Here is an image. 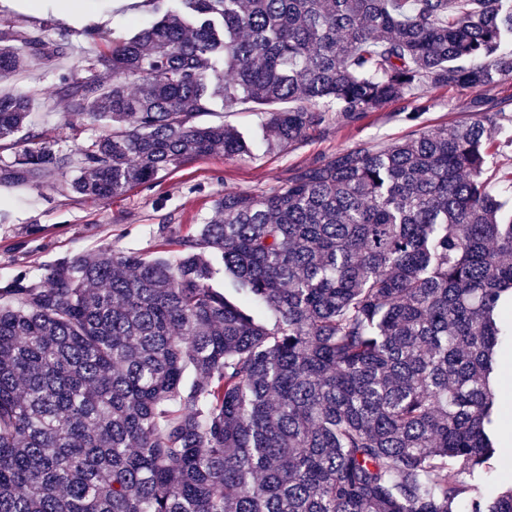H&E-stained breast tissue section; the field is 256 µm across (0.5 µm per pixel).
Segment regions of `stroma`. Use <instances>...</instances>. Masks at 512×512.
Instances as JSON below:
<instances>
[{
  "label": "stroma",
  "instance_id": "35a3bbf8",
  "mask_svg": "<svg viewBox=\"0 0 512 512\" xmlns=\"http://www.w3.org/2000/svg\"><path fill=\"white\" fill-rule=\"evenodd\" d=\"M82 12L69 15L47 9L33 13L16 0H0V29L40 34L71 45V53L0 78V92L32 95V120L45 138L65 149L84 144L97 129L81 116L67 113L56 85L79 73L84 58L108 50L115 38L130 35L153 21L150 0H78ZM417 97L428 100L427 126L456 125L470 112L475 93L469 89H436L423 83ZM396 106L367 114L352 125L334 124L284 151L269 154L255 146L250 157L226 159L216 152L160 173L108 200H95L68 190L70 174H56L26 185L0 184V280L27 268L41 271L72 253L94 254L104 245L146 257L174 258L177 245L155 236L157 225L170 224L181 233L212 216L227 192L268 190L284 184L291 168L328 156L359 140L392 144L415 134Z\"/></svg>",
  "mask_w": 512,
  "mask_h": 512
}]
</instances>
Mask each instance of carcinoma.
I'll list each match as a JSON object with an SVG mask.
<instances>
[{
    "instance_id": "1",
    "label": "carcinoma",
    "mask_w": 512,
    "mask_h": 512,
    "mask_svg": "<svg viewBox=\"0 0 512 512\" xmlns=\"http://www.w3.org/2000/svg\"><path fill=\"white\" fill-rule=\"evenodd\" d=\"M158 18L65 79L75 150L0 93V184L68 170L110 199L194 157L251 153L197 118L271 111L270 150L434 88L512 80V0H150ZM0 31V77L64 56ZM231 78L224 79V73ZM112 76L106 83L101 76ZM499 110L360 141L229 192L174 261L107 245L0 282V512H512L479 490L512 448V200L484 178ZM230 278L243 294L215 285Z\"/></svg>"
}]
</instances>
